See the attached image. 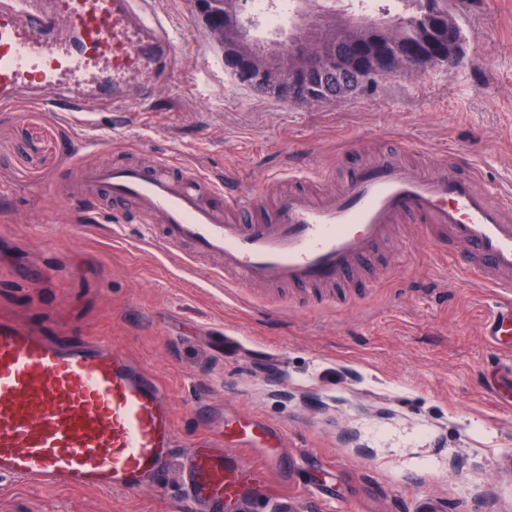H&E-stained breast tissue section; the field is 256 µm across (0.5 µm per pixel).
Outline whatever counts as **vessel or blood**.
<instances>
[{
	"label": "vessel or blood",
	"instance_id": "1",
	"mask_svg": "<svg viewBox=\"0 0 512 512\" xmlns=\"http://www.w3.org/2000/svg\"><path fill=\"white\" fill-rule=\"evenodd\" d=\"M73 38L57 36V19L42 0H0V105L32 102L63 81L93 79L101 93L118 85L120 63L159 59L167 18L157 0H68ZM277 189L274 209L251 220L250 197L212 188L201 199L194 182L101 163L79 169L87 196L108 190L146 215L145 239L161 225L167 249L189 245L186 267L219 259L208 280L247 290L288 284L330 288L352 276L388 240L394 225H423L439 246L463 247L469 272L497 288L483 334L512 350V192L477 185L452 160L411 166L395 154L359 165L339 191ZM228 436L265 441L256 465L248 448H200L182 461L183 484L204 512L259 485L275 460L277 429L244 417L224 425ZM176 446L173 407L159 380L111 343L95 339L62 346L18 325L0 322V477L35 487L134 492L159 478Z\"/></svg>",
	"mask_w": 512,
	"mask_h": 512
}]
</instances>
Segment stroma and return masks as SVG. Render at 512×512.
Here are the masks:
<instances>
[{"mask_svg": "<svg viewBox=\"0 0 512 512\" xmlns=\"http://www.w3.org/2000/svg\"><path fill=\"white\" fill-rule=\"evenodd\" d=\"M168 59L119 102L68 82L40 106L0 109V320L63 344L104 338L154 373L174 407L178 459L161 487L112 493L0 480V512H199L179 460L226 419L282 425L287 483L252 512H512V357L481 334L494 290L455 250L401 224L364 288L236 292L196 281L140 241L73 170L149 165L225 181L241 194L304 170L336 189L386 149L441 162L456 150L488 190L512 187V0H461L454 67L380 79L341 102L294 106L241 85L191 0H158ZM81 97L80 112L61 101Z\"/></svg>", "mask_w": 512, "mask_h": 512, "instance_id": "stroma-1", "label": "stroma"}]
</instances>
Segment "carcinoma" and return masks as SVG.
I'll use <instances>...</instances> for the list:
<instances>
[{
    "mask_svg": "<svg viewBox=\"0 0 512 512\" xmlns=\"http://www.w3.org/2000/svg\"><path fill=\"white\" fill-rule=\"evenodd\" d=\"M237 0H208V12L215 18L223 17L222 24L235 29L230 38L232 45L224 53L229 63L235 57L248 60L255 72L268 71L269 84L262 91L273 94L292 104L306 106V96L312 93L327 103L345 94L352 97L374 83L381 74L372 70L370 57L374 54L396 53L404 55L425 52L436 65L448 59V41L442 29L449 26L455 34L457 50H463V29L456 13L449 7L455 0H400L408 11L396 15L388 22L364 20L359 16L348 23L329 25L322 19L310 24L318 36L316 48L328 57L346 56L351 64L347 68L330 67L313 71L299 86H288L280 91L283 82L278 77L279 66L268 57L265 50L248 43L253 19L243 21L236 7Z\"/></svg>",
    "mask_w": 512,
    "mask_h": 512,
    "instance_id": "carcinoma-1",
    "label": "carcinoma"
}]
</instances>
